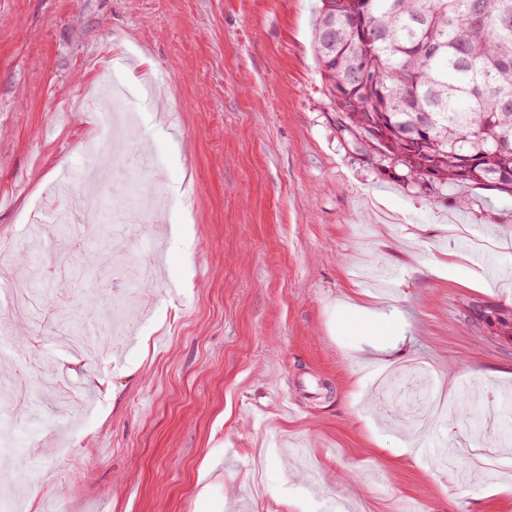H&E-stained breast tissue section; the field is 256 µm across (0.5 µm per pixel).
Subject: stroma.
<instances>
[{
	"mask_svg": "<svg viewBox=\"0 0 512 512\" xmlns=\"http://www.w3.org/2000/svg\"><path fill=\"white\" fill-rule=\"evenodd\" d=\"M317 6L0 0V286L35 295L26 314L0 308L10 408L25 409L23 367L52 331L120 308L105 347L42 363L60 383L9 429V448L26 429L42 475L27 512H506L479 476L512 483L499 418L476 435L452 408L419 438V407L393 417L377 392L406 374L451 400L472 383L481 413L512 393V197L426 189L340 132ZM118 56L137 127L102 164L109 182L140 170L150 232L140 244L93 225L95 249L48 278L30 250L53 233L55 181L102 133L97 110L65 108L100 102ZM183 223L191 242L170 232ZM480 241L495 261L484 287L468 282ZM452 251L461 267L437 269ZM141 262L156 276L124 307L119 273Z\"/></svg>",
	"mask_w": 512,
	"mask_h": 512,
	"instance_id": "1",
	"label": "stroma"
}]
</instances>
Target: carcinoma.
<instances>
[{
	"mask_svg": "<svg viewBox=\"0 0 512 512\" xmlns=\"http://www.w3.org/2000/svg\"><path fill=\"white\" fill-rule=\"evenodd\" d=\"M314 51L340 130L425 186L512 196V0H319Z\"/></svg>",
	"mask_w": 512,
	"mask_h": 512,
	"instance_id": "carcinoma-1",
	"label": "carcinoma"
}]
</instances>
